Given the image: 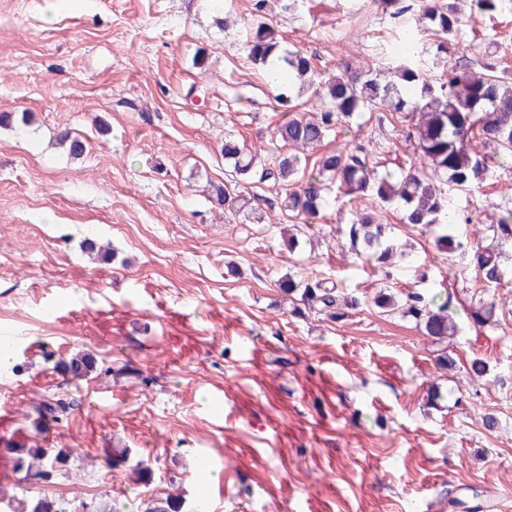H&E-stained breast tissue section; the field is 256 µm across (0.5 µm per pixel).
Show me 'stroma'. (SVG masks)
I'll return each instance as SVG.
<instances>
[{"instance_id":"obj_1","label":"stroma","mask_w":512,"mask_h":512,"mask_svg":"<svg viewBox=\"0 0 512 512\" xmlns=\"http://www.w3.org/2000/svg\"><path fill=\"white\" fill-rule=\"evenodd\" d=\"M252 11L224 0L220 29L207 0H63L51 16L45 0H0V112L34 115L27 135L0 128V336L19 339L0 368V438L50 442L80 470L21 481L2 453L0 492L72 504L177 495L186 512L200 500L207 512H469L491 493L512 506V251L507 283L483 285L470 253L437 254L385 206L418 264L387 274L348 252L339 206L292 252L276 187L238 186L259 224L211 204L225 130L260 145L282 118L240 51ZM271 14L286 47L324 71L378 65L402 34L375 0L288 11L273 0ZM475 40L497 43L512 72V14L466 26L453 58ZM243 84L253 101L226 106ZM63 129L85 142L82 157L54 144ZM337 137L410 153L379 112ZM505 196L512 169L492 164L455 197L458 234L473 240ZM88 237L110 242L111 263L83 253ZM287 273L332 277L360 305L338 321L294 314L277 285ZM387 286L451 299L457 336L443 347L414 319L381 313L370 298ZM480 301L497 303L495 324L468 320ZM85 350L100 372L76 385L55 362ZM476 357L481 379L469 374ZM50 390L78 405L39 434L24 414ZM108 448L149 461L151 482L108 469Z\"/></svg>"}]
</instances>
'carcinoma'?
Listing matches in <instances>:
<instances>
[{"mask_svg":"<svg viewBox=\"0 0 512 512\" xmlns=\"http://www.w3.org/2000/svg\"><path fill=\"white\" fill-rule=\"evenodd\" d=\"M267 0H255L252 18L243 21L248 35L243 43L246 58L261 70L268 59L283 60L288 81L268 92L288 116L270 135L264 148H254L231 130L224 131L222 153L226 181L211 184L210 201L232 215H242L258 224L260 215L248 208L249 200L234 186L241 182H271L283 186L280 207L299 223L298 233L288 238V247L300 246L298 234L304 226L316 223L330 205L350 206L346 234L351 253L364 262L391 267L394 260L411 263L412 254L394 236L392 227L374 211L360 208L364 199L392 204L402 213L401 221L431 235L436 251L453 254L462 248L455 224L451 193H468L478 188L489 171L488 161L496 158L512 166V77L493 62L482 63L477 73L459 65L448 55V44L457 41L466 22L512 12V0H470L471 12L462 18L453 2L417 0V9L409 24L415 29L432 31L433 46L416 55L399 51L387 56L388 62L375 69L361 60L344 64L337 72L317 71L314 57L284 46L283 38L272 24L264 21ZM442 66L440 75L433 69ZM309 96L311 110H296L294 99ZM384 112L393 120V130L412 146L408 159L379 171L374 152L384 144H339L318 158L306 180L297 181L303 171L300 152L321 145L333 133L351 126L367 113ZM32 116L26 112L0 113V128L28 126ZM57 143L68 146L72 157L84 153V144L69 130L56 133ZM497 216L489 226L490 243H476L473 258L477 275L486 283L499 285L505 279L500 258L512 250V199L496 204ZM85 252L92 260L107 261L109 248L96 239L85 240ZM278 286L288 296L298 297L311 310L330 319L343 317L342 307L359 305L348 299L338 283L330 278H297L288 273ZM373 305L383 312L400 310L415 319L424 335L442 343L456 333L451 300L434 304L425 294L409 289L400 294L387 288L372 297ZM496 303L491 301L471 308L477 324L494 323ZM71 379H84L98 371L97 360L81 352L61 360ZM73 399L45 396L31 407L33 424L40 429L42 420L60 421L72 409ZM3 449L11 456L13 471L19 480L36 474L40 477L55 469L63 471L70 455L63 448H30L26 443L9 441ZM128 466L139 483L152 478L151 468L142 461L129 464L128 450L108 461V466ZM182 499L142 500L135 505L115 497L110 503L73 506L43 496L36 499L0 497V512H182Z\"/></svg>","mask_w":512,"mask_h":512,"instance_id":"cac0c4a2","label":"carcinoma"}]
</instances>
